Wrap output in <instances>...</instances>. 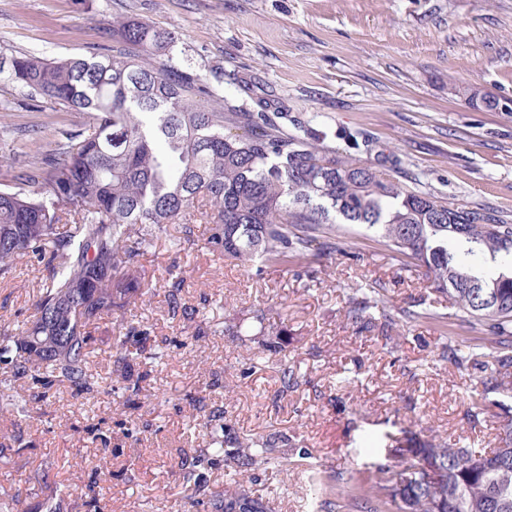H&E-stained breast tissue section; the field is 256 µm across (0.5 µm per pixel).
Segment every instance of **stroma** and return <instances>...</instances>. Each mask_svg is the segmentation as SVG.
Wrapping results in <instances>:
<instances>
[{
  "mask_svg": "<svg viewBox=\"0 0 512 512\" xmlns=\"http://www.w3.org/2000/svg\"><path fill=\"white\" fill-rule=\"evenodd\" d=\"M129 17L174 35V62L216 89V109L283 113L287 131L322 150L512 223V114L472 109L451 91L475 85L512 98V0H0V159L20 166L83 129L77 112L6 81L12 57L111 53L106 33ZM204 231L169 226L141 260L149 281L183 275L182 298L209 334L188 345L191 331L163 291L138 305L168 358L134 408L117 403L110 316L90 327L100 376L93 391L64 383L42 398L31 381L9 382L0 371V389L26 410L0 412V437L15 441L0 458V497L20 496L27 512H44L52 499L64 512H203L189 503L181 466L206 444L193 417L217 408L241 433L294 435L308 452L292 472L258 471L252 489L276 512H314L309 466L364 480L390 433L497 447L512 423V374L483 392L485 409L471 416L482 372L441 362L438 348L446 338L474 342L477 332L448 297L434 299L446 326L405 322L390 345L348 324L347 296L362 281L382 278L397 307L429 295L376 238L345 224L338 234L355 259L321 258L309 278L292 258L255 277L210 254ZM43 275L31 256L0 276V334L33 315ZM260 305L288 328L298 385L287 392L278 365L254 363L224 334L228 323L255 333L251 312ZM89 484L96 498L86 496Z\"/></svg>",
  "mask_w": 512,
  "mask_h": 512,
  "instance_id": "1",
  "label": "stroma"
}]
</instances>
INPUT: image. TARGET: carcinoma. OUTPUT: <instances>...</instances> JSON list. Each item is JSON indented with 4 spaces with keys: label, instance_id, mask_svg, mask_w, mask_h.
Instances as JSON below:
<instances>
[{
    "label": "carcinoma",
    "instance_id": "1",
    "mask_svg": "<svg viewBox=\"0 0 512 512\" xmlns=\"http://www.w3.org/2000/svg\"><path fill=\"white\" fill-rule=\"evenodd\" d=\"M110 37L129 50L11 61L9 81L85 119V132L32 157L0 187V275L30 255L48 271L33 319L18 334L0 336V364L14 376L30 378L43 397L65 381L90 389L88 325L144 301L152 283L141 258L168 226L193 224L199 214L207 218L208 251L256 276L290 258L346 255L336 221L358 224L394 258L414 261L432 291L488 331V351L450 340L440 360L464 368L479 356L491 359L495 369L480 379L484 386L512 369V223L409 192L364 162L323 154L263 112L204 105L210 87L162 61L173 37L143 19L119 22ZM229 124L247 132L227 133ZM65 210L70 224L62 221ZM183 283L168 274V306L195 324L199 310L182 302ZM402 318L441 322L446 315L430 307L394 314L375 281L348 295L346 319L361 332L377 330L388 340ZM252 319L259 324L254 356L279 365L283 389L293 388L288 330L268 323L261 307ZM151 333L140 321L118 323L124 406L136 403L165 364L166 348L150 343ZM194 335H206L202 325ZM201 427L206 447L183 468L186 485L204 488L205 463L222 452L227 480L210 499L213 512H275L251 484L258 470L295 468L307 455L299 441L241 434L218 408ZM388 440L393 463L373 464L368 487L355 486L345 503L335 490L351 478L311 468L319 512H512V423L489 450L435 436L410 448Z\"/></svg>",
    "mask_w": 512,
    "mask_h": 512
}]
</instances>
